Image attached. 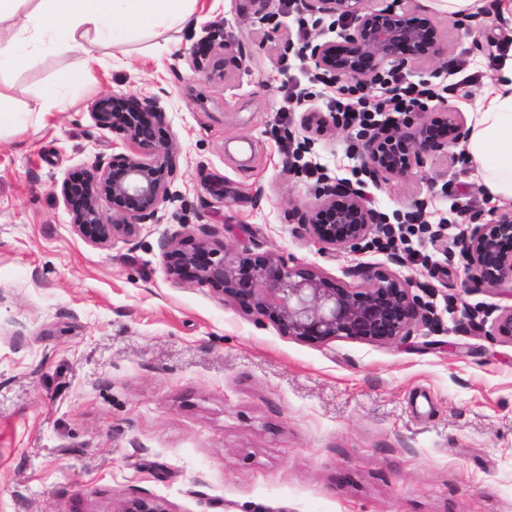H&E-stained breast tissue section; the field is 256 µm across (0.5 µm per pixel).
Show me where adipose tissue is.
Segmentation results:
<instances>
[{
    "label": "adipose tissue",
    "instance_id": "adipose-tissue-1",
    "mask_svg": "<svg viewBox=\"0 0 512 512\" xmlns=\"http://www.w3.org/2000/svg\"><path fill=\"white\" fill-rule=\"evenodd\" d=\"M28 2L0 0V23H17L15 31H0V69L24 66V45L49 31L57 34L61 48L70 49L99 36L121 38L184 24L198 5V0H38L32 8ZM502 71L472 115L465 146L486 190L512 201V58Z\"/></svg>",
    "mask_w": 512,
    "mask_h": 512
}]
</instances>
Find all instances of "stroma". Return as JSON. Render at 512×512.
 <instances>
[{"instance_id":"stroma-1","label":"stroma","mask_w":512,"mask_h":512,"mask_svg":"<svg viewBox=\"0 0 512 512\" xmlns=\"http://www.w3.org/2000/svg\"><path fill=\"white\" fill-rule=\"evenodd\" d=\"M385 2L437 16L448 46V72L408 67L402 83L454 85L449 108L476 111L512 52V25L496 10L475 29L434 0ZM303 32L338 34L295 0H199L182 27L96 42L90 69L47 34L26 65L0 74V101L26 115L0 133V512H121L136 497L168 512H512V345L462 325L512 299L470 288L456 244L471 216L512 202L446 147L404 178L365 185L402 240L321 251L298 221L315 201L307 165L360 179L356 130L337 126L293 171L283 138H302L303 113L358 94L349 79L312 81L313 63L286 52ZM213 36L217 57L240 55L239 66L195 68ZM66 69L81 76L58 87ZM112 91L163 93L177 195L135 236L95 247L72 232L61 184L130 153L88 113ZM294 95L303 103L291 111ZM39 101L47 111H34ZM424 224L442 225L443 239ZM176 236L268 250L354 288L355 268L383 264L438 321L391 344L303 343L171 279Z\"/></svg>"}]
</instances>
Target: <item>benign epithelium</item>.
<instances>
[{
  "instance_id": "benign-epithelium-1",
  "label": "benign epithelium",
  "mask_w": 512,
  "mask_h": 512,
  "mask_svg": "<svg viewBox=\"0 0 512 512\" xmlns=\"http://www.w3.org/2000/svg\"><path fill=\"white\" fill-rule=\"evenodd\" d=\"M297 10L314 16L317 27L327 17L343 25L338 39L306 41L296 49L313 63L318 82L349 78L361 86L388 88L385 65L400 69L447 54L440 23L425 12L373 8L369 0H297ZM433 97L430 91L418 96L415 118L405 125L376 123L360 134L363 171L372 182L402 178L424 154L463 138L461 112L445 104L427 106ZM89 115L98 128L121 134L133 147L107 161L97 158L81 177H68L61 185L73 232L103 247L117 237L134 236L173 196L176 147L157 136L163 116L157 95L103 94L91 102ZM300 126L323 136L335 130L336 121L322 112H305ZM315 196L317 202L300 221L325 251H353L383 223L380 213L367 206L359 183L325 177ZM104 201L111 205L110 216ZM460 244L476 284L512 298V212L486 222L474 217ZM167 272L175 280L207 287L255 322L269 321L282 335L308 344L336 339L386 344L408 335L418 322L434 325L410 283L385 266L355 270L365 286L352 288L316 266H291L270 251L231 253L220 242L202 241L172 248ZM491 336L512 345V306L494 319ZM121 512L168 510L156 500L134 498Z\"/></svg>"
}]
</instances>
